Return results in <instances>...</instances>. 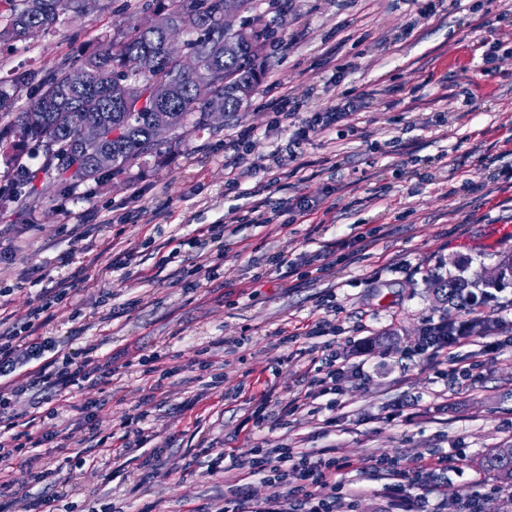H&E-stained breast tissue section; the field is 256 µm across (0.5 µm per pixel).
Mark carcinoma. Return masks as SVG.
<instances>
[{
    "mask_svg": "<svg viewBox=\"0 0 512 512\" xmlns=\"http://www.w3.org/2000/svg\"><path fill=\"white\" fill-rule=\"evenodd\" d=\"M82 0H0V43L34 42L59 18L77 13ZM226 0H126L125 8L154 17L148 28L118 26L112 37L78 59L63 57L48 72L18 69L0 81V148L15 169V187L0 206L17 202L18 190L30 187L42 174L65 190L78 183L98 182L103 175L118 176L135 162L159 157L164 147L186 141V137L209 128L206 114L216 103L232 116L242 111L265 74V53L274 32L248 26L252 37L239 42L224 41ZM181 28L190 34L188 51L197 58L199 70L210 75L200 82L196 75L181 70L164 51L166 34ZM140 60L141 71L129 77L123 71L125 59ZM31 96L26 108L15 111L22 95ZM169 115L173 137L156 142L152 133L154 113ZM101 126L96 145L80 142L79 129L86 122ZM42 151L40 166L32 170L23 163L28 143ZM112 155V166L102 167L98 155ZM504 275L499 283L450 277L438 280L444 301L463 307L480 286L498 289L512 281V263L500 262ZM463 333H484L489 320L474 319L459 327ZM483 472L503 488L511 489L506 476L512 473V457L491 448L479 460Z\"/></svg>",
    "mask_w": 512,
    "mask_h": 512,
    "instance_id": "obj_1",
    "label": "carcinoma"
}]
</instances>
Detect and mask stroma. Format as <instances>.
I'll return each mask as SVG.
<instances>
[{
	"instance_id": "stroma-1",
	"label": "stroma",
	"mask_w": 512,
	"mask_h": 512,
	"mask_svg": "<svg viewBox=\"0 0 512 512\" xmlns=\"http://www.w3.org/2000/svg\"><path fill=\"white\" fill-rule=\"evenodd\" d=\"M279 2L252 0L243 14L276 41L248 106L222 128L66 192L38 181L40 203L25 217L0 209V315L26 326L33 300L82 274L40 333L113 371L68 388L72 408L55 421L65 453L45 448L52 474L37 484L14 458V493L0 497V512H29L44 496L56 512H220L225 479L242 480L252 498L270 494L249 472L250 450L284 444L335 449L349 465L354 512H388L367 471L378 455H452L441 512L494 485L477 461L512 445V284L465 309L439 303L431 281L476 279L512 253V182L494 174L512 164V0ZM122 5L105 0L93 14L62 16L36 42L0 44V79L53 70L137 23ZM484 37L498 45L488 65ZM285 95L294 106L277 112ZM349 102L354 111L313 126ZM308 124V140L292 148ZM231 163L244 173L234 185ZM300 198L315 209L290 222L286 205ZM257 203L262 227L243 220ZM209 224L223 225L224 248L207 280L182 241ZM80 231L92 249L60 264ZM131 244L137 252L117 264ZM322 251L329 270L299 265ZM169 253L173 262L158 267ZM284 260L296 271H279ZM476 316L495 330L464 336L451 354L480 362L481 377L444 386L415 348L429 324ZM320 321L326 337H308ZM293 334L295 346H280ZM326 342L350 365L337 394L285 424L254 427L263 406L288 409L310 368L305 349ZM174 366L179 374L164 378ZM147 396L155 408L143 446L90 447L77 405L91 403L100 435L118 437ZM329 403L332 428L322 424ZM220 451L237 461L229 473L209 467Z\"/></svg>"
}]
</instances>
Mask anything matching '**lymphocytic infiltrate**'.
Listing matches in <instances>:
<instances>
[{
    "mask_svg": "<svg viewBox=\"0 0 512 512\" xmlns=\"http://www.w3.org/2000/svg\"><path fill=\"white\" fill-rule=\"evenodd\" d=\"M77 286L76 281L58 282L56 288L44 292L33 307L32 324L25 328L14 326L0 329V404L7 402L15 387L26 379H34L40 387L39 404L45 405L46 414L57 417L53 406L55 396L82 378L100 372L93 358L74 364L70 357L47 359L51 349L48 338L39 336L38 326L47 322L54 303L64 299ZM343 374L335 354L321 357L320 364L308 378L304 392L290 406L298 411L310 400L335 392ZM371 466L383 472L388 482L384 495L397 512H432L431 497L448 492L447 482L441 476L448 470L444 455L417 457L409 472H402L398 460L379 457ZM345 462L332 450L317 454L292 448H259L251 462L253 474L264 476L273 492L266 499L250 502L244 485L228 481L224 484V512H339L344 501Z\"/></svg>",
    "mask_w": 512,
    "mask_h": 512,
    "instance_id": "lymphocytic-infiltrate-1",
    "label": "lymphocytic infiltrate"
}]
</instances>
